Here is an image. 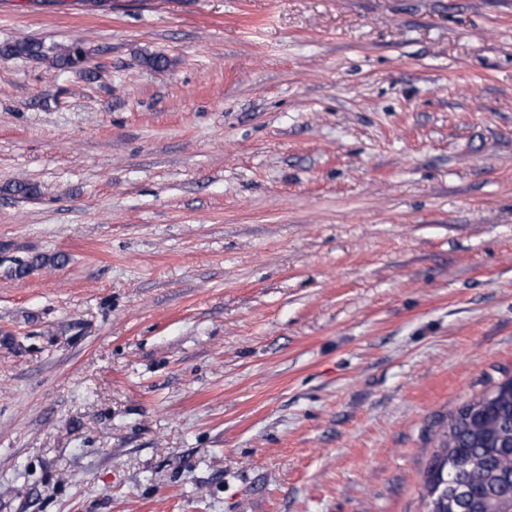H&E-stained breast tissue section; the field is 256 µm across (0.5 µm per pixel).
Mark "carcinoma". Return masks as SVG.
<instances>
[{
	"label": "carcinoma",
	"instance_id": "carcinoma-1",
	"mask_svg": "<svg viewBox=\"0 0 512 512\" xmlns=\"http://www.w3.org/2000/svg\"><path fill=\"white\" fill-rule=\"evenodd\" d=\"M0 55L43 57V45L20 40ZM56 61L69 68L83 62L79 43L59 48ZM50 259L35 256L20 264L21 279ZM427 512H512V378L464 405L451 419L440 455L426 485Z\"/></svg>",
	"mask_w": 512,
	"mask_h": 512
}]
</instances>
